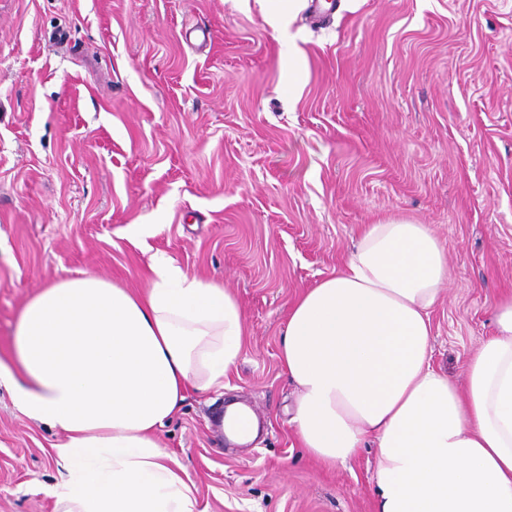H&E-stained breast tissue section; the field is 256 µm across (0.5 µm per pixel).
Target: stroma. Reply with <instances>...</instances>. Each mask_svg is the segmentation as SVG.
I'll use <instances>...</instances> for the list:
<instances>
[{
  "label": "stroma",
  "instance_id": "35a3bbf8",
  "mask_svg": "<svg viewBox=\"0 0 512 512\" xmlns=\"http://www.w3.org/2000/svg\"><path fill=\"white\" fill-rule=\"evenodd\" d=\"M330 2L314 20L305 0H0V357L54 281L136 292L162 252L224 286L241 358L157 432L199 512H376L374 446L310 457L280 360L289 306L364 225L405 218L445 244L431 363L452 377L512 291V0ZM232 399L260 415L249 445L217 432ZM58 439L0 388V512H54Z\"/></svg>",
  "mask_w": 512,
  "mask_h": 512
}]
</instances>
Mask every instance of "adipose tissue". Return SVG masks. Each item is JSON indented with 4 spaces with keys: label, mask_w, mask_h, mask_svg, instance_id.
Segmentation results:
<instances>
[{
    "label": "adipose tissue",
    "mask_w": 512,
    "mask_h": 512,
    "mask_svg": "<svg viewBox=\"0 0 512 512\" xmlns=\"http://www.w3.org/2000/svg\"><path fill=\"white\" fill-rule=\"evenodd\" d=\"M447 278L428 225L368 224L344 268L288 311L301 446L336 465L374 442L377 512H512V292L459 381L430 364ZM244 336L236 298L161 252L138 294L95 276L43 286L18 314L0 387L60 436L55 512H197L156 433L187 391L223 388Z\"/></svg>",
    "instance_id": "1"
}]
</instances>
